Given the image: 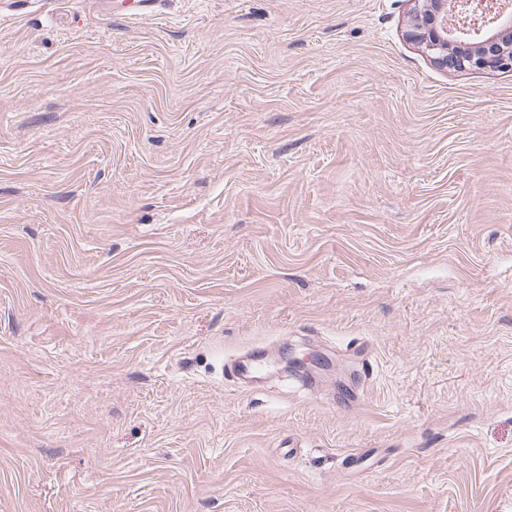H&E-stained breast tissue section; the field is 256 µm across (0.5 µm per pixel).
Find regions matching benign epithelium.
<instances>
[{"label": "benign epithelium", "instance_id": "1", "mask_svg": "<svg viewBox=\"0 0 512 512\" xmlns=\"http://www.w3.org/2000/svg\"><path fill=\"white\" fill-rule=\"evenodd\" d=\"M406 37L422 48L440 68L512 72V10H500L492 23L470 33L458 24L459 11L473 15L486 11V0H414ZM318 363L310 355L288 357L281 352L273 359L276 373L287 369L298 375Z\"/></svg>", "mask_w": 512, "mask_h": 512}]
</instances>
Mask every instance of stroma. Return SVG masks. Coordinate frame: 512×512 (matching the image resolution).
<instances>
[{
  "label": "stroma",
  "mask_w": 512,
  "mask_h": 512,
  "mask_svg": "<svg viewBox=\"0 0 512 512\" xmlns=\"http://www.w3.org/2000/svg\"><path fill=\"white\" fill-rule=\"evenodd\" d=\"M413 6L0 0V512H512V73ZM318 360L319 359H315L314 356H310V354L304 355L302 358H288L284 352H279L278 357L273 359L272 364L277 368L275 372L276 374H280L282 372H289L301 376L300 373L302 372V370H308V365H313L312 363L321 364L318 362Z\"/></svg>",
  "instance_id": "35a3bbf8"
}]
</instances>
